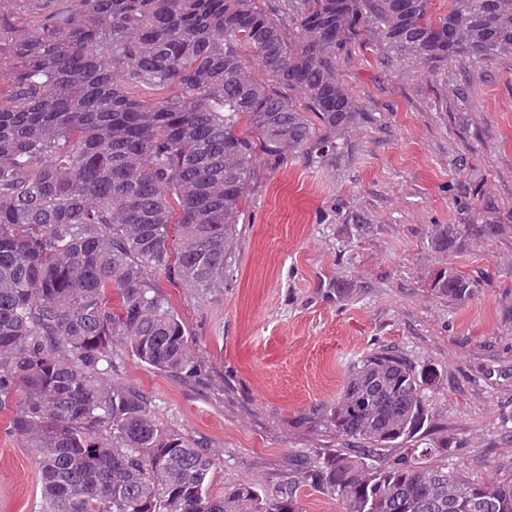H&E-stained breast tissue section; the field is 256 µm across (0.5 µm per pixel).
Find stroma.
Listing matches in <instances>:
<instances>
[{
  "label": "stroma",
  "instance_id": "1",
  "mask_svg": "<svg viewBox=\"0 0 512 512\" xmlns=\"http://www.w3.org/2000/svg\"><path fill=\"white\" fill-rule=\"evenodd\" d=\"M361 117L323 165L257 159L242 235L221 291L198 299L158 276L192 337L197 371L175 377L114 345V377L158 418L210 449V492L286 482L293 459L339 448L321 405L369 350L395 348L441 373L433 436L472 477L512 476V240L471 245L479 277L456 305L432 295L425 232L492 207L512 224V51L431 66L377 41L338 56ZM364 230H357L356 219ZM348 292L338 297L334 285ZM38 457L0 419V512H40Z\"/></svg>",
  "mask_w": 512,
  "mask_h": 512
}]
</instances>
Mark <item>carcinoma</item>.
<instances>
[{
  "label": "carcinoma",
  "instance_id": "carcinoma-1",
  "mask_svg": "<svg viewBox=\"0 0 512 512\" xmlns=\"http://www.w3.org/2000/svg\"><path fill=\"white\" fill-rule=\"evenodd\" d=\"M70 0L36 21L0 11V413L39 453L42 512H302L304 486L343 512H512V478H470L424 444L440 372L387 350L354 364L323 408L346 448L268 493L213 496L207 448L112 381L122 341L190 376L189 332L154 282L224 287L258 156L336 158L359 119L337 53L374 37L428 65L512 49V0ZM255 64L289 94L256 81ZM312 112L309 119L305 111ZM247 119L253 135L237 131ZM512 224H433L434 295L478 280L449 258ZM388 448L401 456L372 458Z\"/></svg>",
  "mask_w": 512,
  "mask_h": 512
}]
</instances>
